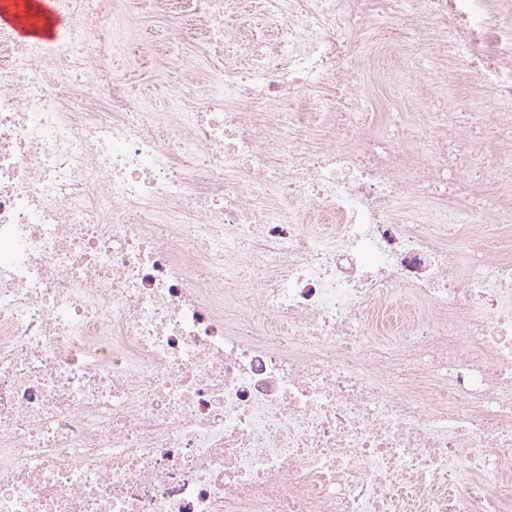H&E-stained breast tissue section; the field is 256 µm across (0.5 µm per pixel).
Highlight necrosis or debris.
I'll list each match as a JSON object with an SVG mask.
<instances>
[{"mask_svg":"<svg viewBox=\"0 0 512 512\" xmlns=\"http://www.w3.org/2000/svg\"><path fill=\"white\" fill-rule=\"evenodd\" d=\"M65 6L0 31V512H512V0H267L248 67L197 2L172 112ZM406 46L498 101L370 119ZM37 3L42 6L47 25L41 34H36L31 27L20 26L19 19L32 11ZM62 0H5L0 5V27H9L20 39L36 41H57L64 39L69 31V18L61 7Z\"/></svg>","mask_w":512,"mask_h":512,"instance_id":"4bbe7bcc","label":"necrosis or debris"}]
</instances>
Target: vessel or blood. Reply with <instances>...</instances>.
Here are the masks:
<instances>
[{
    "instance_id": "obj_1",
    "label": "vessel or blood",
    "mask_w": 512,
    "mask_h": 512,
    "mask_svg": "<svg viewBox=\"0 0 512 512\" xmlns=\"http://www.w3.org/2000/svg\"><path fill=\"white\" fill-rule=\"evenodd\" d=\"M69 26L61 0H0V27L11 28L18 38L57 41Z\"/></svg>"
}]
</instances>
